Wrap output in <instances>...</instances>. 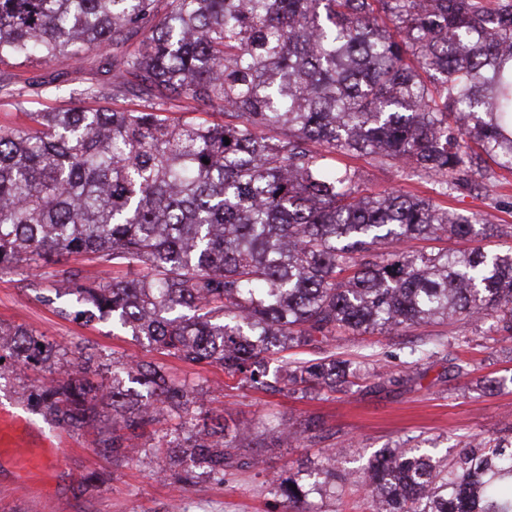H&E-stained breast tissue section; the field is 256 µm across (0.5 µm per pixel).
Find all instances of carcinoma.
Segmentation results:
<instances>
[{"label":"carcinoma","instance_id":"obj_1","mask_svg":"<svg viewBox=\"0 0 512 512\" xmlns=\"http://www.w3.org/2000/svg\"><path fill=\"white\" fill-rule=\"evenodd\" d=\"M0 0V64H99L135 108L28 112L0 124V273L37 277L53 257L112 266V279L74 267L41 301L63 315L112 322L158 353L219 367L255 390L341 391L350 364L342 331L394 335L431 322H482L512 339V248L476 244L416 252L411 242L476 240L495 230L432 199L366 193L336 156L426 176L445 190L491 159L512 169V0ZM57 74L0 79V96L70 92ZM230 144H225V140ZM207 162H202V159ZM137 268L136 277L121 276ZM0 370L48 360L27 328L0 326ZM306 350L314 358L290 359ZM103 363L78 351L31 394L59 425L80 430L112 409V456L160 415L179 416L199 387L166 365ZM420 374L375 375L373 388ZM512 375L484 380L490 394ZM314 442L317 425L254 435L205 416L186 444L163 450L182 487L256 467L254 448ZM327 457L274 475L283 512L362 487L370 512H512V437H473L449 462L418 438L379 449L363 474Z\"/></svg>","mask_w":512,"mask_h":512}]
</instances>
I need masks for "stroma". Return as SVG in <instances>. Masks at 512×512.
Returning <instances> with one entry per match:
<instances>
[{
    "label": "stroma",
    "mask_w": 512,
    "mask_h": 512,
    "mask_svg": "<svg viewBox=\"0 0 512 512\" xmlns=\"http://www.w3.org/2000/svg\"><path fill=\"white\" fill-rule=\"evenodd\" d=\"M349 164L369 191L418 194L451 211L477 213L488 224L512 225V171L496 165H489L487 172L494 183L491 192L469 186L444 195L433 180L400 176L366 157L352 158ZM51 288L48 277L0 275V324L27 326L57 346L88 348L106 364L127 358L157 359V352L147 345L113 333L110 323L86 325L40 302L37 292ZM461 336L466 344L455 346V338ZM425 341L435 344L439 355L419 363L417 382L380 391L366 387L365 378L379 370H402L409 347ZM336 354L350 361L362 381L348 393L315 399L254 390L219 368L166 358L173 377L200 384L206 392L205 410L223 415L228 430L243 426L260 430L314 419L325 434L315 444L301 441L260 449V467L236 472L221 482L202 477L184 488L171 480L165 457L152 447L158 435L186 439L176 420L147 427L136 439L132 458L116 459L103 445L111 429L106 417L74 432L47 423L30 404L32 389L58 377L63 366L59 358L1 375L0 414H8L11 421L0 424V446L43 455L49 475L37 484L35 496H25L12 460L0 455V512H279L267 483L272 473L307 467L331 454L336 468L353 470L380 448L416 435L434 440L439 453L453 454L467 437L495 436L512 426V390L489 395L479 385L480 379L512 371V339H502L488 323L432 324L391 336L343 335L336 341ZM450 354L469 363V376L449 375ZM94 473L101 476V484H86V477Z\"/></svg>",
    "instance_id": "35a3bbf8"
}]
</instances>
